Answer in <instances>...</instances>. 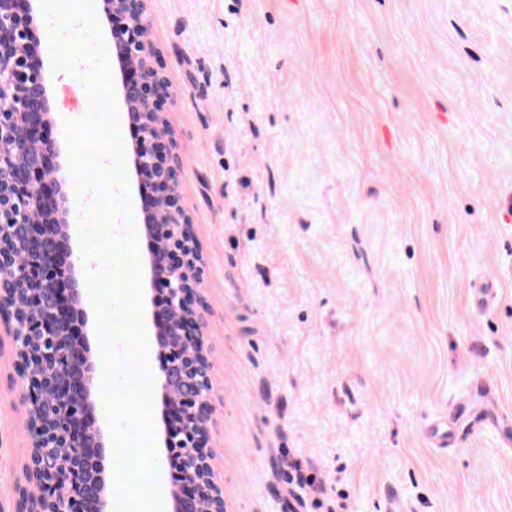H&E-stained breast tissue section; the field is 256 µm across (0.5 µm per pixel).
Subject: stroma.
Listing matches in <instances>:
<instances>
[{"label":"stroma","mask_w":512,"mask_h":512,"mask_svg":"<svg viewBox=\"0 0 512 512\" xmlns=\"http://www.w3.org/2000/svg\"><path fill=\"white\" fill-rule=\"evenodd\" d=\"M146 15L203 253L226 512H512V0ZM39 42L61 144L88 96ZM83 334L110 490L95 315ZM13 361L0 340V512L29 446Z\"/></svg>","instance_id":"35a3bbf8"}]
</instances>
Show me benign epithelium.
<instances>
[{
	"label": "benign epithelium",
	"mask_w": 512,
	"mask_h": 512,
	"mask_svg": "<svg viewBox=\"0 0 512 512\" xmlns=\"http://www.w3.org/2000/svg\"><path fill=\"white\" fill-rule=\"evenodd\" d=\"M39 0H0V329L9 339L30 453L17 482L15 512H105L95 462L101 432L89 420L93 365L77 320L86 319L76 278L82 257L59 261V237H71L68 199L57 179L60 146L45 137L50 111L46 75L33 29ZM113 44L138 93L122 92L129 118L143 127L135 173L157 187L155 219L144 225L156 244L150 282L166 311H154L163 430L168 468L182 480L170 494L172 512H224L208 448L212 361L203 334L199 292L203 257L191 218L180 203L182 163L166 139L160 104L168 83L155 67L146 0H103Z\"/></svg>",
	"instance_id": "1"
}]
</instances>
